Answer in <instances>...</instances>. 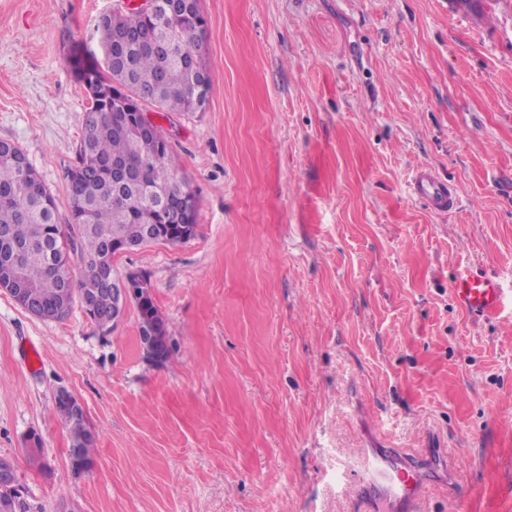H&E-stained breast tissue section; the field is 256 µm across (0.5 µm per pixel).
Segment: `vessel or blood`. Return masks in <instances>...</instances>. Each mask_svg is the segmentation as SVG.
<instances>
[{
	"instance_id": "vessel-or-blood-1",
	"label": "vessel or blood",
	"mask_w": 512,
	"mask_h": 512,
	"mask_svg": "<svg viewBox=\"0 0 512 512\" xmlns=\"http://www.w3.org/2000/svg\"><path fill=\"white\" fill-rule=\"evenodd\" d=\"M410 189L433 212L446 213L457 207V198L449 184L429 168L422 167L413 173ZM451 290L457 304L476 316L495 315L505 304L500 283L496 276L490 274L459 275L453 280ZM367 461L368 470L362 485L384 507L400 503L411 506L421 498L418 464L399 463L398 452L392 448L384 452H369Z\"/></svg>"
}]
</instances>
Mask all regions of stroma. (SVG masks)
Here are the masks:
<instances>
[{"instance_id":"obj_1","label":"stroma","mask_w":512,"mask_h":512,"mask_svg":"<svg viewBox=\"0 0 512 512\" xmlns=\"http://www.w3.org/2000/svg\"><path fill=\"white\" fill-rule=\"evenodd\" d=\"M128 0H0V139L69 209L89 100L68 63ZM203 111L155 114L197 232L117 259L173 339L144 358L80 304L0 292V458L34 512H384L367 452L432 458L421 512H512V306L477 319L455 275L512 294V0H200ZM429 167L458 208L409 192ZM97 433L74 477L54 393ZM37 431L51 471L29 462Z\"/></svg>"}]
</instances>
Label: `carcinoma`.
<instances>
[{
	"label": "carcinoma",
	"instance_id": "carcinoma-1",
	"mask_svg": "<svg viewBox=\"0 0 512 512\" xmlns=\"http://www.w3.org/2000/svg\"><path fill=\"white\" fill-rule=\"evenodd\" d=\"M98 31L97 49L70 54V66L86 89L90 107L76 148L77 164L67 175V231L57 223L54 196L33 182L37 174L26 154L0 140V281L13 279L39 311L57 320L69 313L60 308L63 292L91 294L93 308L85 314L106 336L112 333V244L162 223L157 203L187 192L177 178V157L162 132L139 134L113 109L112 90L120 87L126 99L164 112L198 110L195 84L200 70L206 69L202 48L207 21L198 8L156 20L132 9L102 16ZM114 160L134 169L137 179L114 183L108 169ZM62 233L83 264L77 278L48 260L49 240ZM157 323L163 330L153 339V352L165 363L173 341L154 303L139 313V341L145 343L148 328ZM55 411L69 431L71 447L79 451V459H70V464L80 476L92 464L97 439L74 420L69 406L58 402Z\"/></svg>",
	"mask_w": 512,
	"mask_h": 512
}]
</instances>
